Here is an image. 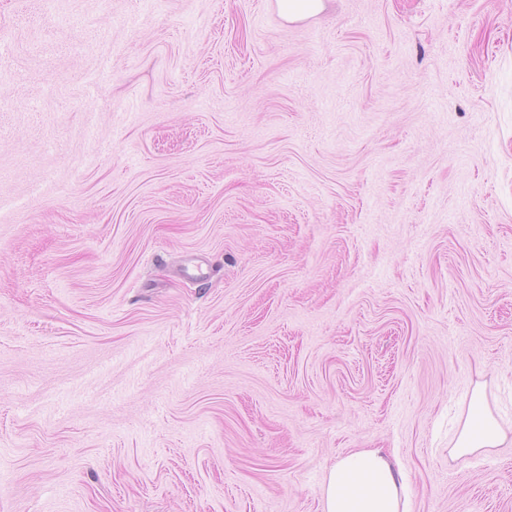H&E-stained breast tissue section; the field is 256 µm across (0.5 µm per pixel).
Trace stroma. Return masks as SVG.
I'll use <instances>...</instances> for the list:
<instances>
[{
	"instance_id": "obj_1",
	"label": "stroma",
	"mask_w": 512,
	"mask_h": 512,
	"mask_svg": "<svg viewBox=\"0 0 512 512\" xmlns=\"http://www.w3.org/2000/svg\"><path fill=\"white\" fill-rule=\"evenodd\" d=\"M0 512H512V0H0ZM280 15L289 22L316 16L324 11V0H276ZM473 401L483 412V425L479 430H474L470 417L466 418L452 448L457 457L472 455L486 448H498L507 441L512 443L508 433L497 424L484 406L480 390L473 392ZM324 512H408L405 482L390 457L363 448L336 461L323 483Z\"/></svg>"
}]
</instances>
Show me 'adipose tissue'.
<instances>
[{"instance_id":"1","label":"adipose tissue","mask_w":512,"mask_h":512,"mask_svg":"<svg viewBox=\"0 0 512 512\" xmlns=\"http://www.w3.org/2000/svg\"><path fill=\"white\" fill-rule=\"evenodd\" d=\"M512 436L491 415H484L480 429L463 424L453 445L464 457L497 448ZM324 512H408L407 487L389 456L363 448L336 461L323 483Z\"/></svg>"}]
</instances>
